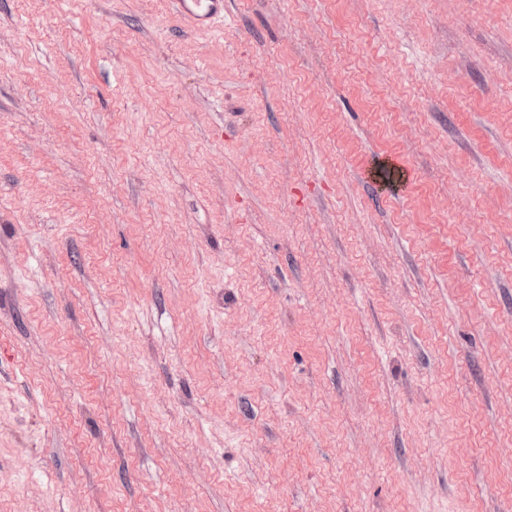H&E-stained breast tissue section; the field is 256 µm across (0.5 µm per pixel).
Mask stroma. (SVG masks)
<instances>
[{
    "instance_id": "1",
    "label": "stroma",
    "mask_w": 512,
    "mask_h": 512,
    "mask_svg": "<svg viewBox=\"0 0 512 512\" xmlns=\"http://www.w3.org/2000/svg\"><path fill=\"white\" fill-rule=\"evenodd\" d=\"M0 512H512V0H0ZM171 10L193 31L224 27V0H169Z\"/></svg>"
}]
</instances>
